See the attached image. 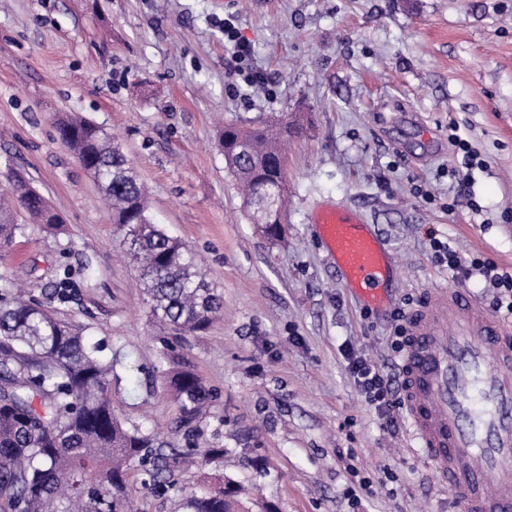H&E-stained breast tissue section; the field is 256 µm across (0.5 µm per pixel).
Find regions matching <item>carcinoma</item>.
I'll use <instances>...</instances> for the list:
<instances>
[{"label": "carcinoma", "mask_w": 512, "mask_h": 512, "mask_svg": "<svg viewBox=\"0 0 512 512\" xmlns=\"http://www.w3.org/2000/svg\"><path fill=\"white\" fill-rule=\"evenodd\" d=\"M301 130L298 119L284 125L224 127V158L237 181L251 220L265 217L262 232L280 237L285 228L270 206H286L284 163L288 141ZM60 140L90 171L112 207V220L125 230L127 254L138 269L137 284L154 314L174 326L206 329L223 309L221 296L199 270L190 249L151 222L146 187L120 147L86 119L65 118ZM12 201L0 203V243L25 232L12 218L19 205L41 224L55 223L46 200L20 174L13 176ZM71 298L64 273L47 300ZM102 347L55 318L41 303L11 292L0 294V512H126V471L146 465L153 489L177 483L182 464L197 449H170L169 443L129 430L112 411L108 397L112 361ZM171 386L190 423L211 399L193 373L178 372ZM187 512H239L236 489L222 480L192 494Z\"/></svg>", "instance_id": "carcinoma-1"}]
</instances>
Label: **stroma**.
Here are the masks:
<instances>
[{
    "mask_svg": "<svg viewBox=\"0 0 512 512\" xmlns=\"http://www.w3.org/2000/svg\"><path fill=\"white\" fill-rule=\"evenodd\" d=\"M228 17L252 48L241 64ZM65 115L122 147L154 223L223 295L206 330L152 314L97 183L58 137ZM298 115L274 240L242 208L224 127ZM455 132L480 161L466 195L449 175ZM14 170L60 221L18 212L26 231L0 247V290L42 302L70 272L72 300L50 310L114 361L109 397L127 426L223 449L218 473L249 488L246 512H455L349 359L398 373L394 312L457 285L432 240L512 268V0H0V185ZM318 202L356 209L393 255L378 306L337 278L310 222ZM181 371L212 394L189 424L168 383ZM203 472L159 494L132 465L137 512H184Z\"/></svg>",
    "mask_w": 512,
    "mask_h": 512,
    "instance_id": "1",
    "label": "stroma"
}]
</instances>
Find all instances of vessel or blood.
<instances>
[{
	"label": "vessel or blood",
	"instance_id": "1",
	"mask_svg": "<svg viewBox=\"0 0 512 512\" xmlns=\"http://www.w3.org/2000/svg\"><path fill=\"white\" fill-rule=\"evenodd\" d=\"M319 235L345 286L380 301L394 260L347 207L320 209ZM408 428L462 512H512V328L461 288H438L406 322Z\"/></svg>",
	"mask_w": 512,
	"mask_h": 512
}]
</instances>
